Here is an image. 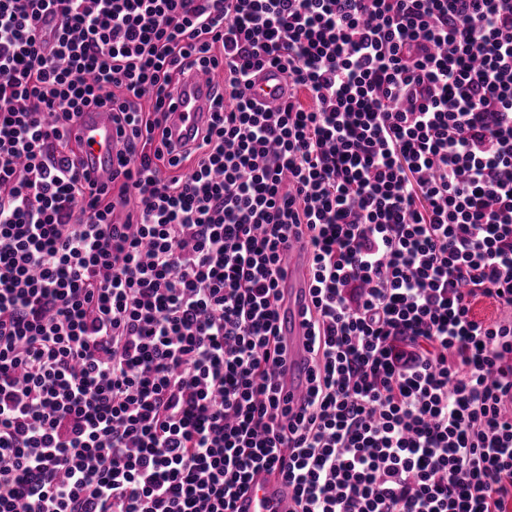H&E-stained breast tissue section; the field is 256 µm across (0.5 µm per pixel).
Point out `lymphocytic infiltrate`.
I'll return each mask as SVG.
<instances>
[{
    "label": "lymphocytic infiltrate",
    "instance_id": "1",
    "mask_svg": "<svg viewBox=\"0 0 512 512\" xmlns=\"http://www.w3.org/2000/svg\"><path fill=\"white\" fill-rule=\"evenodd\" d=\"M197 69L224 90L174 157ZM480 299L512 309V0H0V512H230L260 469L292 512H512V317ZM284 87L283 74L276 68H268L255 78L249 92L258 101L273 106L277 103V97ZM83 143L87 172L96 187L108 185L112 171L117 168V130L112 112L107 109H89L77 119ZM99 146V149H95ZM287 278L282 283L286 298L281 312L283 331L288 336L290 357L288 368L281 379L283 391L288 393L293 406L301 403L307 391V350L304 309L308 300L309 264L305 250L294 245L285 260Z\"/></svg>",
    "mask_w": 512,
    "mask_h": 512
}]
</instances>
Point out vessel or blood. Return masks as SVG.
Returning <instances> with one entry per match:
<instances>
[{"mask_svg":"<svg viewBox=\"0 0 512 512\" xmlns=\"http://www.w3.org/2000/svg\"><path fill=\"white\" fill-rule=\"evenodd\" d=\"M220 76L212 73H191L184 84L170 90L175 102L174 120L177 126L192 128L203 125L211 115L207 88L221 84ZM285 86L283 74L274 68L261 72L250 90L253 98L275 105ZM77 127L83 143L87 171L96 186L109 184L117 167V130L112 113L106 109H89L80 115ZM287 277L283 283L286 298L281 313L283 331L288 338L290 357L281 379L282 388L293 405H300L307 391V350L304 309L308 300L309 264L305 250L292 246L285 260ZM288 489L272 475H256L236 502L238 512H288Z\"/></svg>","mask_w":512,"mask_h":512,"instance_id":"1","label":"vessel or blood"}]
</instances>
